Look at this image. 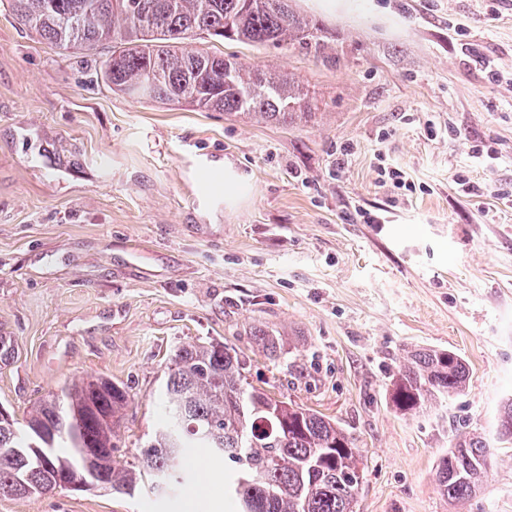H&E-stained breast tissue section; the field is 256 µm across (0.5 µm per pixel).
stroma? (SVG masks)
<instances>
[{"label": "stroma", "instance_id": "35a3bbf8", "mask_svg": "<svg viewBox=\"0 0 512 512\" xmlns=\"http://www.w3.org/2000/svg\"><path fill=\"white\" fill-rule=\"evenodd\" d=\"M292 7L318 47L193 42L291 76L312 116L285 125L132 100L98 75L107 46L60 54L0 6V336L17 352L0 364V406L22 420L48 390L111 378L130 394L117 425L129 461L174 349L217 339L253 386L347 429L358 512H512V444L494 439L512 398V0ZM212 160L250 175L246 200L201 194ZM383 165L414 191L380 183ZM361 208L381 223H360ZM262 332L280 356L258 351ZM416 347L456 352L469 381L404 416L390 376ZM460 431L491 439L493 466L452 505L435 474ZM232 467H193L166 508L60 488L0 494V512H186L199 493L226 512Z\"/></svg>", "mask_w": 512, "mask_h": 512}]
</instances>
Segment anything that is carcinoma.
I'll return each mask as SVG.
<instances>
[{
	"mask_svg": "<svg viewBox=\"0 0 512 512\" xmlns=\"http://www.w3.org/2000/svg\"><path fill=\"white\" fill-rule=\"evenodd\" d=\"M17 19L66 52L110 43L100 75L133 99L187 104L227 115L292 124L309 115L305 94L286 75L251 68L237 57L189 47L211 39L264 46L313 38L314 25L289 0H9ZM469 369L455 352L416 348L390 383L403 415L463 391ZM129 394L102 378L50 392L29 417L0 423V493L21 498L55 490L86 468L85 449L111 457L114 419ZM44 455L25 453L37 430ZM497 440L512 443V400L499 410ZM205 448L240 465L227 482L236 512H356L361 455L341 424L255 388L247 362L216 340L177 347L162 392L161 420L133 461H111L109 489L134 495L143 485L161 500L190 480L187 463ZM490 448L479 433L460 434L437 467L439 493L464 502L482 486Z\"/></svg>",
	"mask_w": 512,
	"mask_h": 512,
	"instance_id": "carcinoma-1",
	"label": "carcinoma"
}]
</instances>
